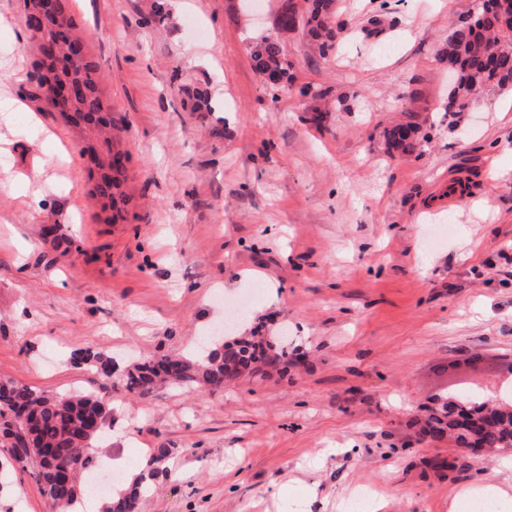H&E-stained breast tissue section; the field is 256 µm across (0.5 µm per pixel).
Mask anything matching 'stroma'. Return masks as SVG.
<instances>
[{
  "label": "stroma",
  "mask_w": 512,
  "mask_h": 512,
  "mask_svg": "<svg viewBox=\"0 0 512 512\" xmlns=\"http://www.w3.org/2000/svg\"><path fill=\"white\" fill-rule=\"evenodd\" d=\"M282 4L65 0L130 154L114 219L79 128L37 91L38 43L15 45L20 0H0V380L108 403L92 474L124 482L113 455L170 448L140 512H341L359 489L386 493L382 512H460L485 485L512 497L502 455L416 424L434 396L512 380V84L446 112L442 50L475 2L337 0L338 52L295 32L286 90L249 59ZM399 124L414 153L388 151ZM258 325L287 335V377L142 397L73 362L90 348L124 368ZM9 458L0 444V512H50Z\"/></svg>",
  "instance_id": "1"
}]
</instances>
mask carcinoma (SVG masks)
<instances>
[{
	"instance_id": "1",
	"label": "carcinoma",
	"mask_w": 512,
	"mask_h": 512,
	"mask_svg": "<svg viewBox=\"0 0 512 512\" xmlns=\"http://www.w3.org/2000/svg\"><path fill=\"white\" fill-rule=\"evenodd\" d=\"M308 2L301 10L294 0H286L276 18V35L254 47L252 66L259 74L287 76L285 45L288 35L299 29L307 32L322 58L336 53L334 0ZM497 2L482 0L476 18L460 21L448 35V68L459 74L448 93L450 112L467 110L472 96L486 87L512 83V24L499 15ZM93 73L89 62L80 69L61 71L62 79L77 76L88 87V95L79 101L74 114L67 116L72 124L78 113H98L106 108ZM413 134L410 125L395 126L386 131V141L390 148L409 154L418 146ZM104 143V154L92 140L86 142L82 152L90 153L101 170L96 194L113 202L124 169L112 167V139L106 137ZM274 363L282 369L288 367V346L256 327L248 336L224 342L202 361L191 356L147 358L127 368L122 378L127 391L142 396L151 395L160 386L200 385L222 390L241 376V370L256 372ZM457 399L456 404L444 403L431 411L422 433L433 440L452 438L460 446L478 445L489 451L512 448V410L508 406L489 409L486 402L464 392L457 393ZM109 412L108 405L93 395H48L26 385L0 381V435L8 436L13 425L27 430L31 444L24 451L26 464L52 500L71 503L80 497L84 490L81 473L96 461V440ZM169 457V449H153L145 472L136 476L125 492L109 498L106 512H138L141 485L171 475L165 466Z\"/></svg>"
}]
</instances>
